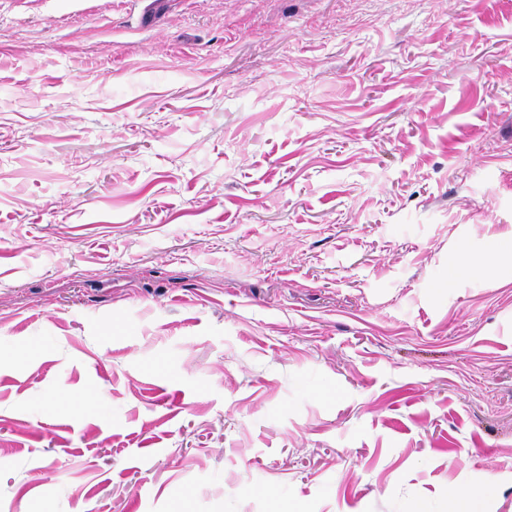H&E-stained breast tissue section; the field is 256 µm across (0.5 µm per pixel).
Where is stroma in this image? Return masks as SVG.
<instances>
[{"mask_svg": "<svg viewBox=\"0 0 512 512\" xmlns=\"http://www.w3.org/2000/svg\"><path fill=\"white\" fill-rule=\"evenodd\" d=\"M508 239L512 0H0V512H512Z\"/></svg>", "mask_w": 512, "mask_h": 512, "instance_id": "1", "label": "stroma"}]
</instances>
